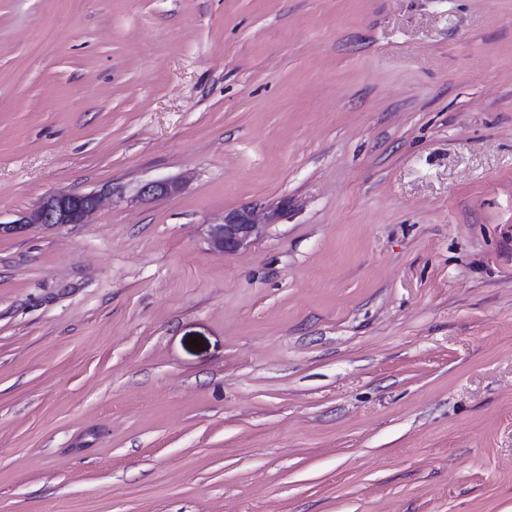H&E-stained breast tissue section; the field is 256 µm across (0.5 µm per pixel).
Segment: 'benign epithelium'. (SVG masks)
<instances>
[{
    "label": "benign epithelium",
    "instance_id": "1",
    "mask_svg": "<svg viewBox=\"0 0 512 512\" xmlns=\"http://www.w3.org/2000/svg\"><path fill=\"white\" fill-rule=\"evenodd\" d=\"M180 185L175 180H151L143 183L137 198L151 201L176 194ZM101 197L96 192L73 194L58 191L46 195L30 213L11 223H0V235L21 231L32 224L58 226L83 224L99 206ZM258 222L254 210L244 207L224 215L218 224L209 225L208 241L211 250L226 255L247 248L256 236Z\"/></svg>",
    "mask_w": 512,
    "mask_h": 512
}]
</instances>
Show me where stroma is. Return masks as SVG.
<instances>
[{
    "label": "stroma",
    "instance_id": "35a3bbf8",
    "mask_svg": "<svg viewBox=\"0 0 512 512\" xmlns=\"http://www.w3.org/2000/svg\"><path fill=\"white\" fill-rule=\"evenodd\" d=\"M60 190L0 512H512V0H0V221ZM180 185L175 180H151L143 183L138 192L137 198L141 201H151L176 194ZM101 197L98 192L73 194L58 191L46 195L30 213L11 223H0V235L21 231L32 224L58 226L65 224H84L99 206ZM258 226L254 210L249 207L227 213L222 223L209 224L207 235L211 250L229 255L247 248Z\"/></svg>",
    "mask_w": 512,
    "mask_h": 512
}]
</instances>
